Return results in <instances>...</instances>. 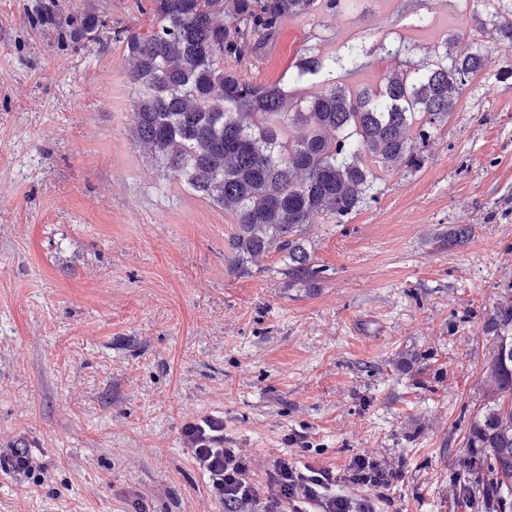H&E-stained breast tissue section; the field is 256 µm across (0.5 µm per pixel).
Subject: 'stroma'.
<instances>
[{
    "instance_id": "stroma-1",
    "label": "stroma",
    "mask_w": 512,
    "mask_h": 512,
    "mask_svg": "<svg viewBox=\"0 0 512 512\" xmlns=\"http://www.w3.org/2000/svg\"><path fill=\"white\" fill-rule=\"evenodd\" d=\"M96 16L99 41L34 26L52 4ZM149 0H0V448L43 472L0 471V512H218L183 441L224 419V445L397 470L376 512H461L452 495L487 403L485 324L512 296V65L477 19L485 0H352L285 21L247 73L285 111L326 72L301 58L361 50L353 87L421 60L442 35L488 66L414 172L344 223L299 239L319 275L291 281L270 251L234 269L236 221L165 171L132 134L125 30ZM471 233L462 242L452 232ZM301 434L305 443H290ZM0 470L32 476L41 471L37 456L29 448H0Z\"/></svg>"
}]
</instances>
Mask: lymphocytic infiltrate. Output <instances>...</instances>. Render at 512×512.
Segmentation results:
<instances>
[{"label":"lymphocytic infiltrate","instance_id":"f902f5d3","mask_svg":"<svg viewBox=\"0 0 512 512\" xmlns=\"http://www.w3.org/2000/svg\"><path fill=\"white\" fill-rule=\"evenodd\" d=\"M193 462L223 512H375L392 471L365 456L341 469L287 455L258 460L224 445V420L206 416L182 430Z\"/></svg>","mask_w":512,"mask_h":512}]
</instances>
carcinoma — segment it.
<instances>
[{
  "label": "carcinoma",
  "instance_id": "cac0c4a2",
  "mask_svg": "<svg viewBox=\"0 0 512 512\" xmlns=\"http://www.w3.org/2000/svg\"><path fill=\"white\" fill-rule=\"evenodd\" d=\"M340 0H151L154 28L125 36L127 71L139 87L133 134L174 176L233 215L229 250L237 269L271 249L288 251V277L319 270L296 235L319 215L343 220L379 192L380 171L416 170L422 147L455 112L462 89L487 67L476 51L453 52L450 34L431 64L409 62L375 88L352 91L334 74L306 105L282 111L284 91L252 82L238 63L257 53L281 24L333 9ZM88 16L77 39L99 40ZM512 55V19L494 26ZM327 63L308 56L296 80ZM297 129L287 136L284 126ZM415 135H410L411 128ZM486 329L493 354L484 376L488 403L469 428L466 473L455 498L470 512H503L512 493V298L497 303Z\"/></svg>",
  "mask_w": 512,
  "mask_h": 512
}]
</instances>
